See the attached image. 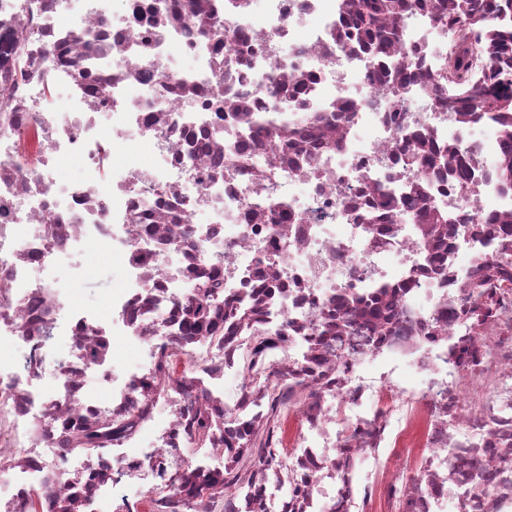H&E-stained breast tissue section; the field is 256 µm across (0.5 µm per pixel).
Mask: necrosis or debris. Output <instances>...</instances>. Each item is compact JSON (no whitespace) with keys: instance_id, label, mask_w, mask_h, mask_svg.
<instances>
[{"instance_id":"obj_1","label":"necrosis or debris","mask_w":512,"mask_h":512,"mask_svg":"<svg viewBox=\"0 0 512 512\" xmlns=\"http://www.w3.org/2000/svg\"><path fill=\"white\" fill-rule=\"evenodd\" d=\"M357 2L0 0V512H512V25ZM95 250L107 324L32 275ZM406 6L405 0H362L355 27L356 39L367 42L374 49L381 48L391 38L383 20L403 11ZM494 84L491 89L469 90L464 100L473 112L494 116L497 112L512 111V64L503 62L494 66L488 75Z\"/></svg>"}]
</instances>
